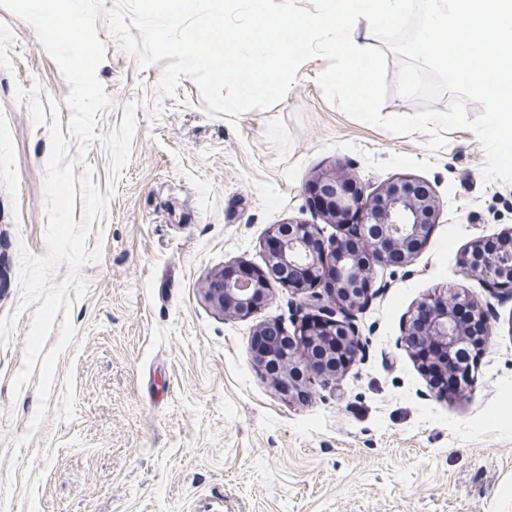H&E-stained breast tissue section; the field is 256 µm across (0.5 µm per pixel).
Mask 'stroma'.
I'll return each instance as SVG.
<instances>
[{"instance_id":"obj_1","label":"stroma","mask_w":512,"mask_h":512,"mask_svg":"<svg viewBox=\"0 0 512 512\" xmlns=\"http://www.w3.org/2000/svg\"><path fill=\"white\" fill-rule=\"evenodd\" d=\"M96 27L111 104L74 173L91 170L114 193L87 240L99 261L51 276L77 274L88 288L69 309L77 333L34 432L39 379L13 389L35 313L21 305L20 250L47 253L51 141L16 89L40 82L66 127L70 87L35 30L0 7V317H17L0 342V512H512V288H486L461 264L466 247L512 229V184H484L475 135L448 132L433 153L427 135L358 122L325 99L321 58L298 68L275 105L212 117L190 78L159 98L160 66L141 68L105 19ZM132 102L130 158L115 175L102 137ZM334 166L369 192L425 182L441 217L360 311L364 355L290 399L258 373L252 342L265 322L293 334L305 294L271 283L238 319L202 290L231 267L264 272L274 225L321 224L309 183ZM321 226L327 238L341 232ZM458 287L490 308L494 336L471 388L441 397L400 338L420 302Z\"/></svg>"}]
</instances>
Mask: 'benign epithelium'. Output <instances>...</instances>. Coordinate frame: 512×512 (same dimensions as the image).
<instances>
[{
	"mask_svg": "<svg viewBox=\"0 0 512 512\" xmlns=\"http://www.w3.org/2000/svg\"><path fill=\"white\" fill-rule=\"evenodd\" d=\"M317 195L311 203L326 223L341 224L354 215L361 224L360 248L344 246L345 239L325 240L318 226L301 221L288 223V231L275 229L274 248L267 252V265L286 287L309 294L319 318V328L304 322L288 342L262 354L254 352L261 368L268 361L278 365L276 383L280 392L293 396L306 384L322 382L344 374L364 350L362 336L353 326L355 312L373 295L379 272L397 264H408L426 246L438 223L441 202L424 182L399 178L378 191L364 195L353 189L348 173L334 167L313 180ZM336 268L335 287L317 291L326 264ZM467 273L496 286L512 282V231L497 240V249L483 252V243L472 244L463 255ZM269 289L267 279L229 278L216 275L204 289V299L212 307L237 317L252 315L256 293ZM465 307L482 326L483 338L493 337L491 318L466 290L456 288L421 302L411 317L403 342L415 351L419 342L438 346L448 354L463 348L469 332L455 316Z\"/></svg>",
	"mask_w": 512,
	"mask_h": 512,
	"instance_id": "7a95c632",
	"label": "benign epithelium"
}]
</instances>
